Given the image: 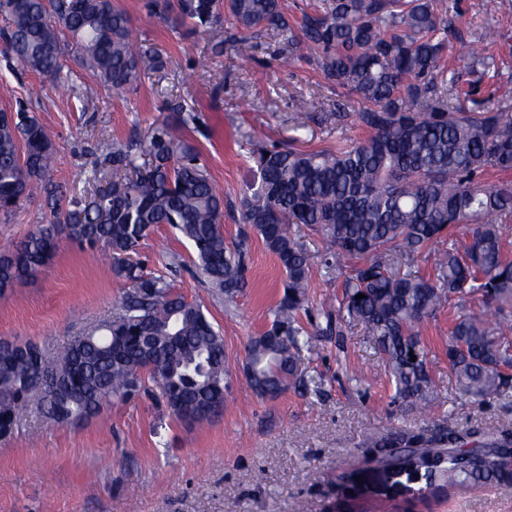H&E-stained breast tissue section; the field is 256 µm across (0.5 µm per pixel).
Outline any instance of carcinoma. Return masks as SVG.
<instances>
[{
    "instance_id": "carcinoma-1",
    "label": "carcinoma",
    "mask_w": 512,
    "mask_h": 512,
    "mask_svg": "<svg viewBox=\"0 0 512 512\" xmlns=\"http://www.w3.org/2000/svg\"><path fill=\"white\" fill-rule=\"evenodd\" d=\"M227 8L246 42L280 38L330 85L361 98L355 113L365 131L352 145L308 151L260 148L237 196L250 225L285 273L271 324L251 339L249 379L260 397L296 383L302 352L313 348L299 323L308 308L311 262L298 236L308 230L331 257L353 262L344 273L327 331L355 325L380 353L395 398L427 399L426 354L415 328L456 297L479 295L483 305L459 312L448 334V362L461 391L478 402L512 384V260L499 220L512 216V87L493 80L487 57L482 78L460 82L458 58L447 56V0H321L290 19L282 0H178L173 28L195 29L220 20ZM0 42L9 58L57 88L62 33L72 36L82 65L115 95L129 92L161 66L159 52L132 33L127 13L112 0H0ZM177 120L146 138L100 143L94 180L110 176L90 198H62L47 180L55 150L32 105L0 112V214L9 216L37 195L54 202V220L0 253V291L33 278L67 238L101 247L113 272L132 284L118 312L54 354L36 344L0 340V437L11 435L20 412L39 398L45 418L67 424L98 415L114 400L157 393L168 415L204 423L220 415L228 370L224 338L202 307L173 290L168 273H147L134 260L161 224L190 241L196 267L232 299L245 286L246 245L229 246L220 229L224 192L185 138L194 108L174 104ZM308 103L289 117L307 127ZM468 226L464 240L454 228ZM431 262L429 276L416 270ZM363 298L358 299L356 295ZM416 361H411V356ZM467 441L451 429L401 439L405 452L377 461L403 466L414 444H431L429 470L450 485L512 484V433Z\"/></svg>"
}]
</instances>
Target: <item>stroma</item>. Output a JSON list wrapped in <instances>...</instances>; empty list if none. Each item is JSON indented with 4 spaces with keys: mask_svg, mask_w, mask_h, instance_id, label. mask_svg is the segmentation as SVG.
<instances>
[{
    "mask_svg": "<svg viewBox=\"0 0 512 512\" xmlns=\"http://www.w3.org/2000/svg\"><path fill=\"white\" fill-rule=\"evenodd\" d=\"M134 33L157 49L162 70L143 76L136 90L114 97L65 50L66 88L43 90V77L15 76L0 58V109L13 108L30 90L41 89L36 113L56 151L49 177L67 196L89 192L98 141L124 143L174 120V103L193 106L201 118L187 137L198 148L211 177L224 189L227 244L246 240L247 285L233 299L215 294L193 265L188 241L161 225L139 249L147 271L171 263L178 293L202 305L224 338L229 387L224 412L188 426L148 397L113 402L98 416L56 425L30 405L15 432L0 440V512H512V486H448L421 474L387 477L364 462L370 439L440 427L489 434L512 430V387L478 403L463 396L448 364V326L461 307L479 298L451 302L418 328L431 379L427 407L395 399L384 363L362 327L339 336L326 330L322 305L341 295L342 279L314 264L309 310L303 324L316 335L300 368L320 386L289 387L276 398L257 396L241 368L250 339L263 333L280 301L284 273L250 226L243 224L235 194L252 152L261 145L296 143L300 148L360 139L352 114L363 106L335 89L300 58L282 60L278 38L226 41L223 57L205 53L213 36L225 37L229 22L205 35L172 30L151 15L147 0H115ZM458 38L448 51L462 53L485 27L500 39L489 54L499 78L512 83V0H499L485 14L483 0H460L449 13ZM316 100L306 129L294 132L288 117L301 100ZM327 112L342 123L324 122ZM44 199L15 215H0V252L14 249L38 225L52 221ZM129 282L105 264L100 250L61 241L54 258L30 281L0 294V337L37 342L53 351L84 330L112 317ZM356 480H348V473Z\"/></svg>",
    "mask_w": 512,
    "mask_h": 512,
    "instance_id": "obj_1",
    "label": "stroma"
}]
</instances>
